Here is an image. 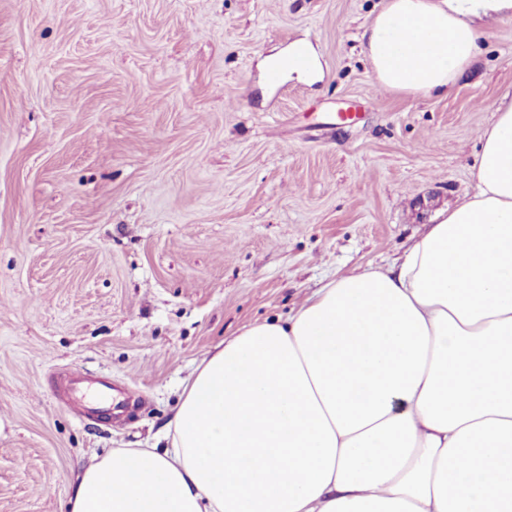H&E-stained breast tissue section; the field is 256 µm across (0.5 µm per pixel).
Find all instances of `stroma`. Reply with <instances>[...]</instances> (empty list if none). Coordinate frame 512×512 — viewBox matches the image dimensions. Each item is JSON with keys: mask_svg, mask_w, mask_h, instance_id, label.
<instances>
[{"mask_svg": "<svg viewBox=\"0 0 512 512\" xmlns=\"http://www.w3.org/2000/svg\"><path fill=\"white\" fill-rule=\"evenodd\" d=\"M382 4L0 0V512H63L94 456L155 443L207 351L471 192L512 18L448 95L393 94L361 45ZM300 39L321 80L270 84ZM74 370L122 414H81Z\"/></svg>", "mask_w": 512, "mask_h": 512, "instance_id": "stroma-1", "label": "stroma"}]
</instances>
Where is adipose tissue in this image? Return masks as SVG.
Masks as SVG:
<instances>
[{
	"mask_svg": "<svg viewBox=\"0 0 512 512\" xmlns=\"http://www.w3.org/2000/svg\"><path fill=\"white\" fill-rule=\"evenodd\" d=\"M512 0H384L376 86L444 95ZM473 192L392 264L337 276L195 367L165 447L113 448L66 512H512V96Z\"/></svg>",
	"mask_w": 512,
	"mask_h": 512,
	"instance_id": "obj_1",
	"label": "adipose tissue"
}]
</instances>
